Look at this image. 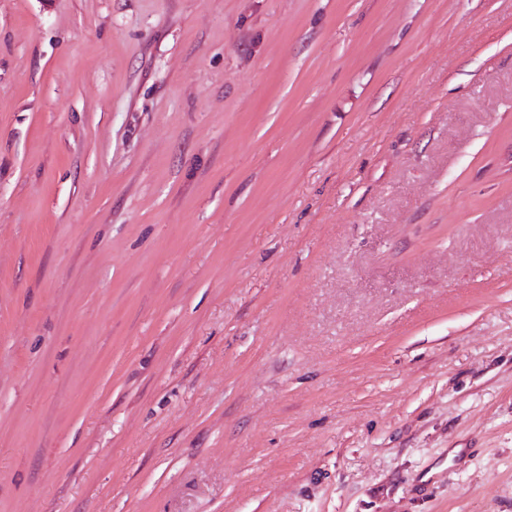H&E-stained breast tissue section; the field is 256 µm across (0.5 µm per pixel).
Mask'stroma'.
I'll list each match as a JSON object with an SVG mask.
<instances>
[{
	"label": "stroma",
	"instance_id": "stroma-1",
	"mask_svg": "<svg viewBox=\"0 0 512 512\" xmlns=\"http://www.w3.org/2000/svg\"><path fill=\"white\" fill-rule=\"evenodd\" d=\"M0 512H512V0H0Z\"/></svg>",
	"mask_w": 512,
	"mask_h": 512
}]
</instances>
